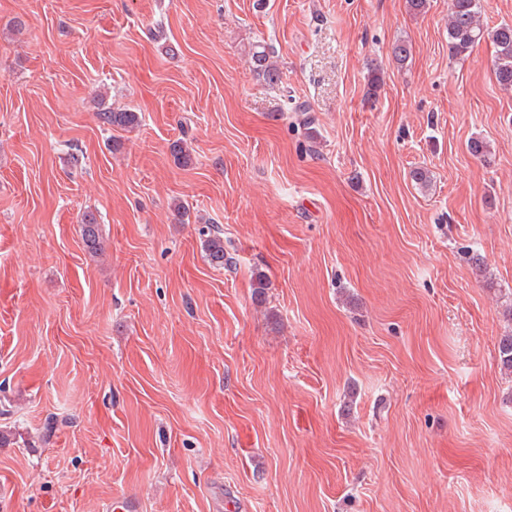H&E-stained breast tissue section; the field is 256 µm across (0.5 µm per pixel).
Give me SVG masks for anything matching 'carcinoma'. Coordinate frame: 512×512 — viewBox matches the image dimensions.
I'll return each instance as SVG.
<instances>
[{
    "label": "carcinoma",
    "mask_w": 512,
    "mask_h": 512,
    "mask_svg": "<svg viewBox=\"0 0 512 512\" xmlns=\"http://www.w3.org/2000/svg\"><path fill=\"white\" fill-rule=\"evenodd\" d=\"M481 0H450L448 10V49L453 57H464L483 39H490L494 47V75L499 86L512 89V25L503 24L487 31L481 20ZM248 55L256 77L268 84L279 80L277 66L271 60L268 48L263 44L251 45ZM102 124L112 128L130 129L140 123L139 113L126 109H114L99 113ZM172 156L177 165L188 167L193 155L182 142L172 146ZM81 237L91 257L101 255L104 238L101 225L92 213L81 219ZM202 247L210 265L224 267V238L221 233L210 230L202 240ZM499 365L512 371V333L500 338L498 345Z\"/></svg>",
    "instance_id": "carcinoma-1"
}]
</instances>
